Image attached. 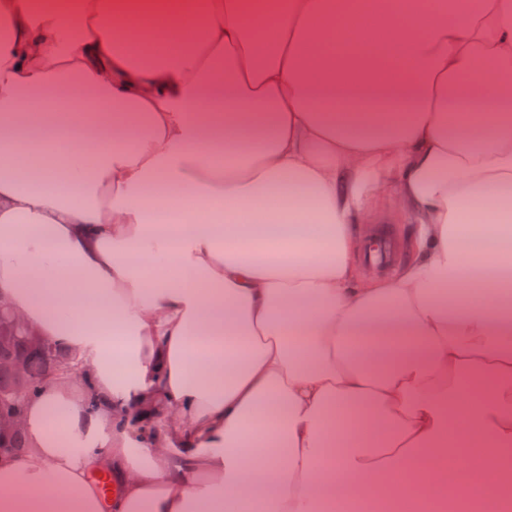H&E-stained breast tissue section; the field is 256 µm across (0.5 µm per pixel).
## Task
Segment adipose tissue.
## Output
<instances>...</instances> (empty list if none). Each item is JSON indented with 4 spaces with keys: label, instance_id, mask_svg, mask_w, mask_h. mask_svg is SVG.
Listing matches in <instances>:
<instances>
[{
    "label": "adipose tissue",
    "instance_id": "adipose-tissue-1",
    "mask_svg": "<svg viewBox=\"0 0 512 512\" xmlns=\"http://www.w3.org/2000/svg\"><path fill=\"white\" fill-rule=\"evenodd\" d=\"M508 78L512 0H0V302L83 378L25 400L0 512L498 488L512 254L467 228L512 205ZM385 198L411 256L364 282Z\"/></svg>",
    "mask_w": 512,
    "mask_h": 512
}]
</instances>
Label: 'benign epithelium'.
I'll return each instance as SVG.
<instances>
[{"label":"benign epithelium","instance_id":"7a95c632","mask_svg":"<svg viewBox=\"0 0 512 512\" xmlns=\"http://www.w3.org/2000/svg\"><path fill=\"white\" fill-rule=\"evenodd\" d=\"M24 327L20 321L0 324V361L8 364L10 373L17 385L10 391L0 392V437L13 436L23 429L21 408L16 400L23 394L26 386L28 360L32 354L43 355L46 343L41 337L20 331Z\"/></svg>","mask_w":512,"mask_h":512}]
</instances>
